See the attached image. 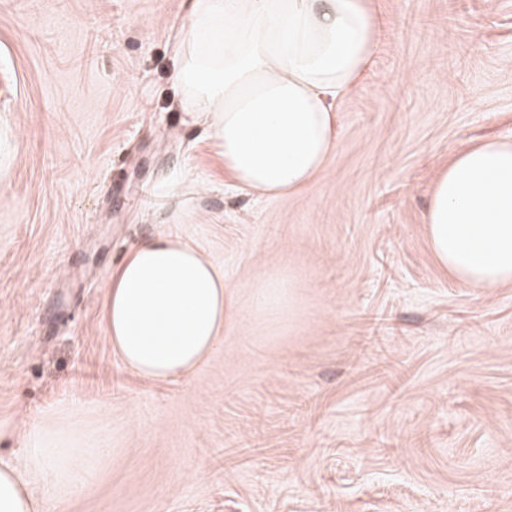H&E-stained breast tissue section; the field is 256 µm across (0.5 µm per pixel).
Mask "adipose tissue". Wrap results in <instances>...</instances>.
I'll list each match as a JSON object with an SVG mask.
<instances>
[{
  "label": "adipose tissue",
  "instance_id": "adipose-tissue-1",
  "mask_svg": "<svg viewBox=\"0 0 512 512\" xmlns=\"http://www.w3.org/2000/svg\"><path fill=\"white\" fill-rule=\"evenodd\" d=\"M378 35L369 0H184L174 81L226 173L243 188L287 195L337 151L334 104L371 67ZM424 224L452 278L472 288L512 283V140L459 151L433 185ZM105 310L123 364L166 381L215 351L232 297L202 251L159 233L113 274ZM74 453L64 439L30 436L20 457L0 462V512H44L34 480L67 484Z\"/></svg>",
  "mask_w": 512,
  "mask_h": 512
}]
</instances>
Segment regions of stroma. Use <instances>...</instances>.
<instances>
[{"mask_svg": "<svg viewBox=\"0 0 512 512\" xmlns=\"http://www.w3.org/2000/svg\"><path fill=\"white\" fill-rule=\"evenodd\" d=\"M370 4L338 150L274 198L179 106L182 0H0V458L73 434L75 477L95 470L49 512H512V284L445 274L423 224L455 153L512 136V0ZM162 231L234 303L166 382L122 363L105 316ZM264 282L289 307L259 310Z\"/></svg>", "mask_w": 512, "mask_h": 512, "instance_id": "35a3bbf8", "label": "stroma"}]
</instances>
